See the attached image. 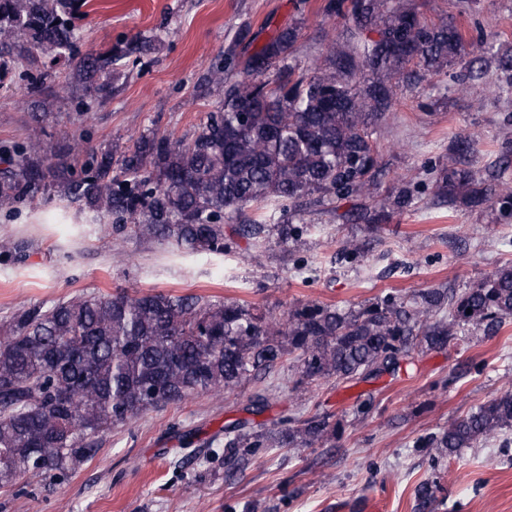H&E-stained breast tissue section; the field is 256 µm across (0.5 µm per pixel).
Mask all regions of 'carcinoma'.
I'll return each mask as SVG.
<instances>
[{
	"mask_svg": "<svg viewBox=\"0 0 512 512\" xmlns=\"http://www.w3.org/2000/svg\"><path fill=\"white\" fill-rule=\"evenodd\" d=\"M87 0H0V80L33 96L73 93L78 85L101 103L112 95L115 62L150 41L117 50L80 52L76 25ZM324 15L343 21L347 44H327L325 64L302 69L293 51L294 23L241 57L226 53L208 70L224 101L207 113L190 141L142 134L119 163L112 151L77 142L68 148L0 146V209L56 191L123 229L161 237L187 253L224 251V222L257 239L266 223L244 216L335 213L367 224L412 203L404 187L379 192L375 126L395 105V80L407 66L438 74L459 68L455 85L475 94L483 56L468 57L461 29L424 20L410 0H325ZM50 60L71 67L72 82L53 89L31 79ZM239 69L242 79L224 73ZM502 91L512 95V53L498 58ZM476 143L459 137L435 193L470 207L494 202L512 210V182L488 181L463 167ZM448 308V315L438 313ZM472 313H466V310ZM512 320V265L459 296L438 290L406 302L387 295L358 310L307 303L277 318L228 301L163 292L82 294L44 308H23L0 332V488L25 477L63 482L97 451L96 438L141 414L210 390L235 391L286 355L300 382L366 380L392 373L415 346L442 348L466 325L499 332ZM512 427V393L496 398L423 441L452 457ZM330 417L288 420L277 434L239 423L224 428V456L271 441L310 447L336 436ZM419 512H432L433 486L416 489Z\"/></svg>",
	"mask_w": 512,
	"mask_h": 512,
	"instance_id": "1",
	"label": "carcinoma"
}]
</instances>
